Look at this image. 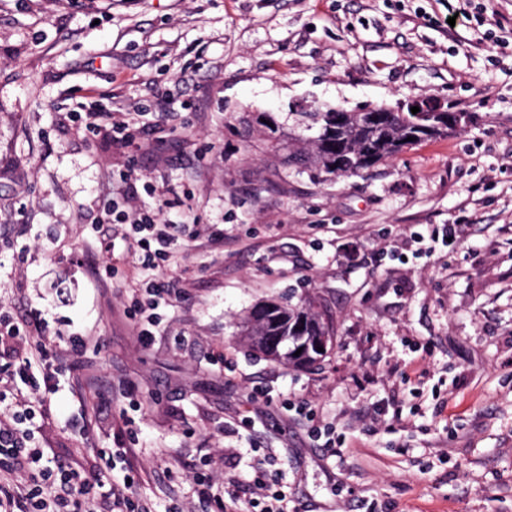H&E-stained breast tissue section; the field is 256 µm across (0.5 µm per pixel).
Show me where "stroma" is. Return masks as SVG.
Masks as SVG:
<instances>
[{
  "instance_id": "35a3bbf8",
  "label": "stroma",
  "mask_w": 512,
  "mask_h": 512,
  "mask_svg": "<svg viewBox=\"0 0 512 512\" xmlns=\"http://www.w3.org/2000/svg\"><path fill=\"white\" fill-rule=\"evenodd\" d=\"M476 2L488 21L452 28L443 0H0V310L91 332L72 374L135 385L63 388L35 446L83 471L131 440L113 474L135 469L153 512H202L197 471L259 467L290 512H512V0ZM163 98L173 113L128 147L74 117ZM414 98L473 119L332 182L243 135L251 112ZM132 169L171 219L224 229L184 250L148 350L118 312L130 261L97 284L79 259ZM304 297L336 328L320 366L248 347L254 306Z\"/></svg>"
}]
</instances>
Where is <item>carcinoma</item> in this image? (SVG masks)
<instances>
[{"label":"carcinoma","mask_w":512,"mask_h":512,"mask_svg":"<svg viewBox=\"0 0 512 512\" xmlns=\"http://www.w3.org/2000/svg\"><path fill=\"white\" fill-rule=\"evenodd\" d=\"M296 125L302 134L288 139L268 141L273 154L288 151V164L327 177L351 176L394 157L404 149L432 140L456 129L454 112H336L334 108L313 112H294ZM413 140H408V137ZM281 317L278 328L290 343L287 351L270 350L256 337L265 334L267 323L252 312L245 335L250 347L278 361L297 367H309L323 361L327 353L315 345L322 339H332L334 325L320 303L306 297L296 305L276 304ZM309 348L305 356H297L299 347Z\"/></svg>","instance_id":"carcinoma-1"}]
</instances>
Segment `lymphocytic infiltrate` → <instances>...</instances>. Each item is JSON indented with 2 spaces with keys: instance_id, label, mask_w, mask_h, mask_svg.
Wrapping results in <instances>:
<instances>
[{
  "instance_id": "lymphocytic-infiltrate-1",
  "label": "lymphocytic infiltrate",
  "mask_w": 512,
  "mask_h": 512,
  "mask_svg": "<svg viewBox=\"0 0 512 512\" xmlns=\"http://www.w3.org/2000/svg\"><path fill=\"white\" fill-rule=\"evenodd\" d=\"M106 214L108 223L93 227L98 257L89 266L95 278L107 280L116 273L115 250L132 257L141 277L126 295L122 313L141 347L148 349L174 293L173 274L181 259L177 241L186 223L167 219L159 202L135 206L116 202ZM20 340L28 348L17 357L12 346ZM89 341V335L80 331L65 335L51 330L37 309L19 320L0 317V376L21 382L31 393L11 419L0 418V512H149L133 498L134 475H125L116 485L108 468L88 476L62 460L45 458L32 445L34 420L60 389L59 346H66L74 357L86 351ZM20 473L25 476L21 482L16 479ZM196 483L200 501L213 505V512H288L285 493L268 485L260 470L251 480L253 496L246 500L236 483L220 493L214 492L209 476L197 475Z\"/></svg>"
}]
</instances>
